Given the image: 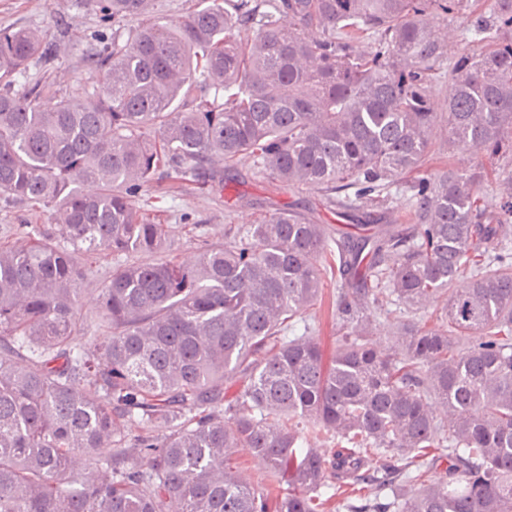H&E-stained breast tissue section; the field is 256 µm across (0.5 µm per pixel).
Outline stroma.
<instances>
[{
    "mask_svg": "<svg viewBox=\"0 0 512 512\" xmlns=\"http://www.w3.org/2000/svg\"><path fill=\"white\" fill-rule=\"evenodd\" d=\"M20 26L40 30L47 42L61 49L52 69L43 70L34 61L26 72L29 81L50 85L53 94L44 98V106H53L59 95L81 88L97 89L98 76L85 58L99 35H111L112 28L101 21L96 0H0V29ZM138 203L172 225L174 232L167 250L185 262L194 261L205 244L223 241L225 225L254 224L264 213L289 206L312 207L314 219L332 227L344 223L335 209L323 206L316 190L278 186L256 173L248 161L240 163L223 182H211L188 193H166L157 186L145 188ZM52 223L51 208L0 201V243H20L17 225ZM74 258L83 272L80 314L86 332L102 335L99 294L111 279L117 259L107 250L95 255L78 252Z\"/></svg>",
    "mask_w": 512,
    "mask_h": 512,
    "instance_id": "35a3bbf8",
    "label": "stroma"
}]
</instances>
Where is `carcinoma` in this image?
<instances>
[{
  "instance_id": "1",
  "label": "carcinoma",
  "mask_w": 512,
  "mask_h": 512,
  "mask_svg": "<svg viewBox=\"0 0 512 512\" xmlns=\"http://www.w3.org/2000/svg\"><path fill=\"white\" fill-rule=\"evenodd\" d=\"M155 2H101V88L50 109L17 78L57 49L0 29V199L51 205L55 223L0 246V512H321L350 482L346 512H512V0H198L176 24ZM430 13L463 23L456 54ZM437 125L439 150L473 166L424 170ZM243 159L364 221L333 236L288 208L192 264L166 254L172 227L137 207L143 188L190 190ZM394 187L411 221L378 224ZM70 245L125 256L102 289L105 336L77 317ZM329 276L342 336L327 355L295 328ZM439 301L436 323L399 321L397 350L373 336L390 306ZM238 448L260 481L231 466ZM370 452L395 463L365 474ZM236 466L244 476L255 480L264 474V467L247 448H238L234 454Z\"/></svg>"
}]
</instances>
